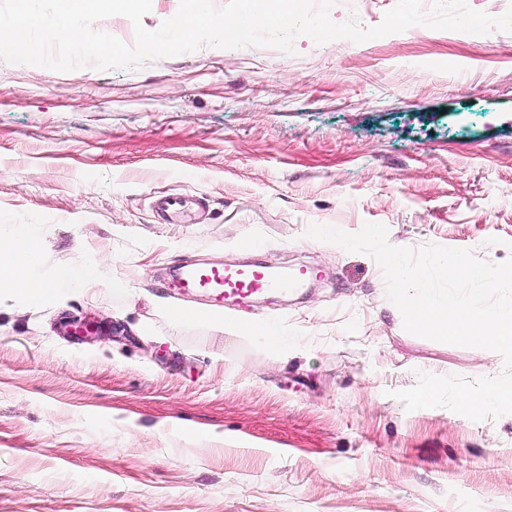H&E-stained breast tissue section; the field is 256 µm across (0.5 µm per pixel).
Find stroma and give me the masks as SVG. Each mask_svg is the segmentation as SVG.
<instances>
[{
    "label": "stroma",
    "instance_id": "obj_1",
    "mask_svg": "<svg viewBox=\"0 0 512 512\" xmlns=\"http://www.w3.org/2000/svg\"><path fill=\"white\" fill-rule=\"evenodd\" d=\"M295 48L0 60V235L28 226L59 289L100 273L35 311L0 296V512H512V414L392 396L422 371L497 376L500 355L407 332L371 256L308 235L380 223L398 247L511 258L512 33ZM163 193L208 212L161 223ZM250 259L323 274L230 311L287 354L155 308L208 306L174 266ZM89 317L115 334H63ZM240 330L246 335L262 339L272 348L282 351L288 350V336H279L270 326L260 322H253Z\"/></svg>",
    "mask_w": 512,
    "mask_h": 512
}]
</instances>
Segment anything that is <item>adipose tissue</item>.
Returning <instances> with one entry per match:
<instances>
[{
	"instance_id": "obj_1",
	"label": "adipose tissue",
	"mask_w": 512,
	"mask_h": 512,
	"mask_svg": "<svg viewBox=\"0 0 512 512\" xmlns=\"http://www.w3.org/2000/svg\"><path fill=\"white\" fill-rule=\"evenodd\" d=\"M39 255L27 230L0 240V294L9 293L37 308L60 300L53 278L39 275Z\"/></svg>"
}]
</instances>
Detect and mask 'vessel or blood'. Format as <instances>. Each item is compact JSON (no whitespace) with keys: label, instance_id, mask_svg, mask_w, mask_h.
<instances>
[{"label":"vessel or blood","instance_id":"1","mask_svg":"<svg viewBox=\"0 0 512 512\" xmlns=\"http://www.w3.org/2000/svg\"><path fill=\"white\" fill-rule=\"evenodd\" d=\"M156 207L167 221L176 224L190 212L186 199L178 194L159 196ZM318 277V271L310 267L274 271L259 264L209 266L186 263L180 267L176 281L183 293L203 295L224 303L257 298L276 291H294Z\"/></svg>","mask_w":512,"mask_h":512}]
</instances>
